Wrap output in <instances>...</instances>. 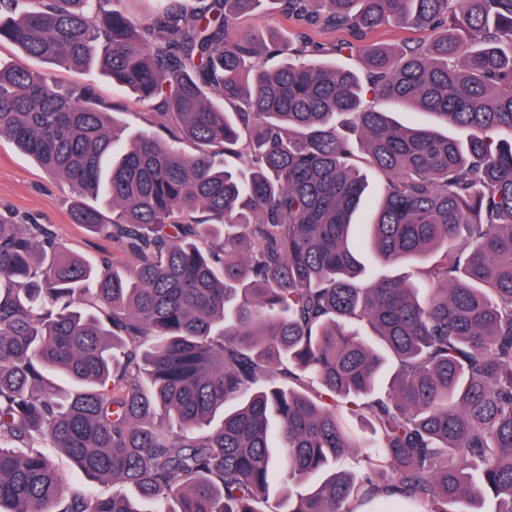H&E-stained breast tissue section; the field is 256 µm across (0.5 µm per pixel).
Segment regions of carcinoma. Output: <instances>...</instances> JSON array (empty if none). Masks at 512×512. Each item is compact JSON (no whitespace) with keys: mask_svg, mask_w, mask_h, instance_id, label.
Instances as JSON below:
<instances>
[{"mask_svg":"<svg viewBox=\"0 0 512 512\" xmlns=\"http://www.w3.org/2000/svg\"><path fill=\"white\" fill-rule=\"evenodd\" d=\"M125 2L0 0V41L100 65L194 145L0 62V138L130 259L0 214V512H263L279 469L269 512H512V0ZM265 10L294 29L242 28ZM386 26L426 38L390 50ZM360 242L412 268L370 277Z\"/></svg>","mask_w":512,"mask_h":512,"instance_id":"obj_1","label":"carcinoma"}]
</instances>
